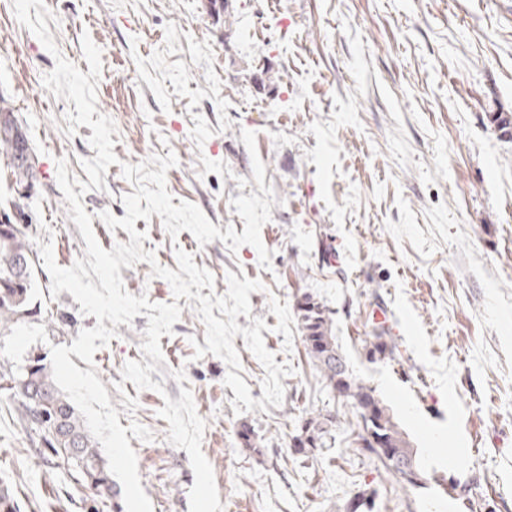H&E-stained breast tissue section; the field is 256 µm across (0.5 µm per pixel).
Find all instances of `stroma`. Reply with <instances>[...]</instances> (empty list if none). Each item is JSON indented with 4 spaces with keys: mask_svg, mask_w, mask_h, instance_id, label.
<instances>
[{
    "mask_svg": "<svg viewBox=\"0 0 512 512\" xmlns=\"http://www.w3.org/2000/svg\"><path fill=\"white\" fill-rule=\"evenodd\" d=\"M60 56L88 72L81 39L102 51L96 109L113 119L116 164L105 189L82 198L98 243L129 242L108 228L102 211L126 214L134 188L121 163L175 154L166 186L175 200L197 205L219 229L243 233L230 201L257 192L252 154L242 130L256 134L263 184L276 202L261 230L270 269L249 245L198 246L189 231L167 234L159 216L137 220L144 250L177 269L175 251L227 291V274L260 280L250 316L282 378L284 402L235 414L228 367L217 356L194 359L205 327L187 299L151 277L152 264L120 270L126 291L182 309L162 336L154 382L136 389L121 370L143 354L148 318L117 325V336L93 356L96 375L119 423L138 422L153 441L130 439L141 486L153 512H189L194 473L186 450L168 440L158 415L165 399L191 390L205 422L202 451L224 512H336L366 490L377 512H512V138L491 122L512 113V0H225L212 14L206 0H45ZM40 40L0 0V95L27 133L37 170L35 190L19 192L0 161V211L29 214L32 244L49 243L59 266L84 257L86 243L68 214L57 162L85 178L95 158L86 126L70 129L72 105L43 85L55 66ZM37 267L24 323L44 326L47 342L25 360L51 362V348L72 345L96 317L66 291L51 295ZM313 296L330 311L348 372L374 387L417 450L424 471L417 488H402L358 443L346 399L332 397L310 358L302 325L293 347L275 330L270 297L296 309ZM392 355L370 359L376 337ZM185 373L176 382L173 371ZM137 400L133 413L124 397ZM12 391L0 390V484L19 512H126L122 496L91 490L21 420ZM334 418V447L302 456L291 442L315 410ZM249 428L259 450L242 446Z\"/></svg>",
    "mask_w": 512,
    "mask_h": 512,
    "instance_id": "obj_1",
    "label": "stroma"
}]
</instances>
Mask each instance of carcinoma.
Returning a JSON list of instances; mask_svg holds the SVG:
<instances>
[{
  "label": "carcinoma",
  "mask_w": 512,
  "mask_h": 512,
  "mask_svg": "<svg viewBox=\"0 0 512 512\" xmlns=\"http://www.w3.org/2000/svg\"><path fill=\"white\" fill-rule=\"evenodd\" d=\"M30 152L29 141L22 124L10 103L0 97V158L7 161L18 186H26L36 180L32 157L17 162L18 156ZM30 258L26 278L19 279V258ZM36 260L28 233L21 229L0 232V336L10 331L28 311L30 292L35 276ZM302 317L307 355L317 367L325 386L334 394L350 401L359 417V438L367 443V451L375 454L396 477L403 487H417L423 475L411 448L388 406L365 383L349 377L347 365L338 352L336 337L332 332L329 310L311 297L298 306ZM18 401L21 419L45 441L46 449L66 464L76 467L87 477H97L100 489L112 491L105 459L97 444L88 434L69 398L54 383L52 372L40 365L27 382L22 379L10 386ZM61 420V429L67 439L52 437L46 425ZM332 415L312 413L303 420L300 433L295 437L293 448L298 454L308 455L323 448L331 439ZM74 439L78 453L69 456V439ZM406 460L413 464L416 475L408 477L398 468L396 461ZM343 512H373V499L366 493L351 497Z\"/></svg>",
  "instance_id": "1"
}]
</instances>
